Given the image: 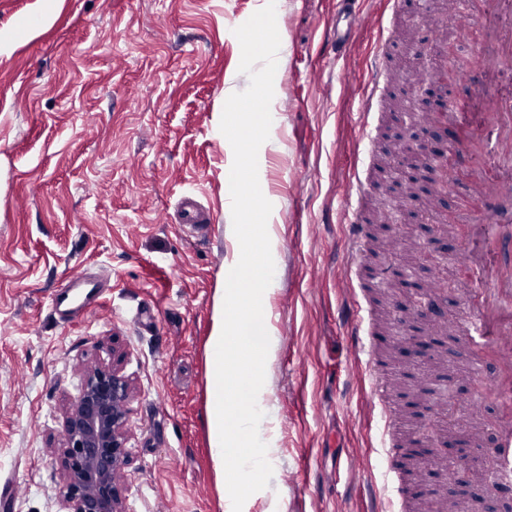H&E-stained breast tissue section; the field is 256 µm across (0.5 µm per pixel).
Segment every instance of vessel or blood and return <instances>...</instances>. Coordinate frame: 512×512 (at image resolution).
I'll list each match as a JSON object with an SVG mask.
<instances>
[{"mask_svg": "<svg viewBox=\"0 0 512 512\" xmlns=\"http://www.w3.org/2000/svg\"><path fill=\"white\" fill-rule=\"evenodd\" d=\"M359 0H336V39L330 45L336 58H343L346 33L360 18ZM453 26L467 34H480L476 42L473 96L469 103L456 104L443 113L442 122L454 130L480 116L483 134L480 150L468 155L470 194L475 203L457 209L455 223L474 227L475 236L459 254L471 273L470 302L455 331L463 341L461 352L468 357L471 370L496 372L512 366V211L500 209L502 197L512 196V89L502 88L496 74L512 68V0H489L485 9L472 7L469 0H456ZM390 37L379 34L370 61L373 77L359 113L360 138L374 143L377 127L371 119L373 104L383 93L387 76V46ZM177 221L188 231L208 224L212 216L196 197L187 195L178 204ZM344 222L351 242L366 241V221L357 206H347ZM104 292L96 280L79 277L51 297L53 310H66L71 321L81 320L97 307ZM371 392L385 417V436L381 444L384 465V492L410 502L411 491L404 486L400 468L412 445L401 440L395 426L399 411L392 402L386 381L373 374ZM493 466L488 487L508 496L512 494V408L504 407L495 425Z\"/></svg>", "mask_w": 512, "mask_h": 512, "instance_id": "obj_1", "label": "vessel or blood"}]
</instances>
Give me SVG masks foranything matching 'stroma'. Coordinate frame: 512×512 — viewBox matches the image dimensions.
<instances>
[{"label": "stroma", "mask_w": 512, "mask_h": 512, "mask_svg": "<svg viewBox=\"0 0 512 512\" xmlns=\"http://www.w3.org/2000/svg\"><path fill=\"white\" fill-rule=\"evenodd\" d=\"M260 2L63 0L50 26L0 53V479L13 482L0 512H65L63 415L94 364L134 385L118 479L127 512H219L223 491L248 495L250 512H371L382 422L341 311L365 303L370 284L367 257L348 260L342 219L353 179L376 162L357 131L376 32L353 30L338 61L322 50L333 0H281L267 16ZM362 8L390 18L385 0ZM390 20L389 60L413 71L421 15ZM274 42L284 62L268 86L226 100L227 81ZM234 162L249 182L233 181ZM261 183L278 203L273 493L256 478L218 485L205 430L214 290ZM186 192L212 230L176 224ZM76 272L104 280V302L67 323L50 297ZM347 273L350 293L337 286ZM148 305L154 322L137 324ZM460 342L444 346L459 402L498 415Z\"/></svg>", "instance_id": "stroma-1"}]
</instances>
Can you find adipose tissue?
<instances>
[{
    "label": "adipose tissue",
    "instance_id": "1",
    "mask_svg": "<svg viewBox=\"0 0 512 512\" xmlns=\"http://www.w3.org/2000/svg\"><path fill=\"white\" fill-rule=\"evenodd\" d=\"M225 267L228 275L214 292L206 342L208 446L218 479L241 481L249 457L256 462L261 480L269 484L275 478L274 440L263 368L275 355L276 338L262 310L270 288L261 282L262 267H245L241 253H234ZM248 331L255 350L244 358L236 354L232 342ZM237 387L245 391L246 400L227 401V394Z\"/></svg>",
    "mask_w": 512,
    "mask_h": 512
}]
</instances>
